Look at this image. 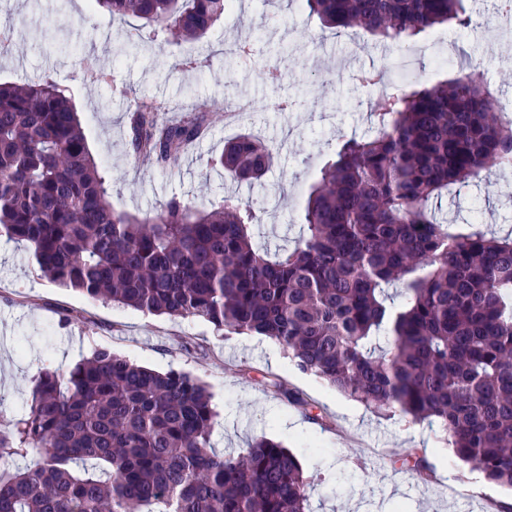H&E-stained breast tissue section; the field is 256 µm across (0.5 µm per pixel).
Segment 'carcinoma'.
Here are the masks:
<instances>
[{
  "instance_id": "carcinoma-1",
  "label": "carcinoma",
  "mask_w": 512,
  "mask_h": 512,
  "mask_svg": "<svg viewBox=\"0 0 512 512\" xmlns=\"http://www.w3.org/2000/svg\"><path fill=\"white\" fill-rule=\"evenodd\" d=\"M330 29L406 45L437 24H471L465 0H304ZM225 0H97L169 38L198 41ZM371 131L343 138L320 168L304 232L274 256L254 242L265 210L228 196L205 210L173 197L151 216L115 208L69 90L50 77L0 83V233L34 251L42 275L93 300L197 318L225 335L276 340L294 366L378 414L436 423L454 455L512 488V237L445 223L430 201L512 168V120L481 71L384 94ZM137 101L133 155L168 166L219 120L175 122ZM275 154L242 135L216 164L260 178ZM272 392L306 408L275 379ZM211 394L98 348L44 372L29 413L0 426V512H308L295 454L257 438L210 447Z\"/></svg>"
}]
</instances>
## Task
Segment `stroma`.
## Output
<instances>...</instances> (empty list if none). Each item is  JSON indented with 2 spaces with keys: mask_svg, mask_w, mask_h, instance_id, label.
<instances>
[{
  "mask_svg": "<svg viewBox=\"0 0 512 512\" xmlns=\"http://www.w3.org/2000/svg\"><path fill=\"white\" fill-rule=\"evenodd\" d=\"M472 23L465 31L442 25L422 34L409 49L362 33L333 34L309 14L302 0H241L194 47L153 41L142 21L119 19L95 0H0V25L16 29L11 56L0 57V81L23 83L50 77L74 98L88 146L108 170L112 204L138 217L178 197L208 208L227 196L245 200L276 192V208L254 230L270 253L292 248L300 234L308 186L336 147L338 137L365 135L371 89L359 75L400 57L416 62L405 90L459 77L476 64L490 77L500 105L512 106V20L499 0H468ZM139 30L142 45L127 46ZM250 43L253 67L225 77L219 64L224 45ZM280 63L271 81L263 60ZM87 68L111 70L126 88L83 83ZM248 102L235 125L219 122L187 157L166 170L135 160L127 142V110L137 99L171 104L213 105L227 97ZM305 102L298 112L274 109L276 99ZM250 133L276 146L274 162L259 182H230L211 159L226 141ZM503 186L493 192L461 188L454 211L478 218L497 236L512 229V207L503 206ZM108 348L158 371L176 369L200 378L218 413L211 443L238 452L259 437L282 442L309 477L311 512H495L512 490L494 485L474 491L478 471L464 465L443 440L438 426L384 416L301 373L281 345L258 336H222L201 319L146 315L89 299L41 277L31 251L0 236V422L28 411L41 371L68 372L94 349ZM281 378L310 402L301 411L266 388ZM421 448L433 472L420 480L396 460Z\"/></svg>",
  "mask_w": 512,
  "mask_h": 512,
  "instance_id": "stroma-1",
  "label": "stroma"
}]
</instances>
